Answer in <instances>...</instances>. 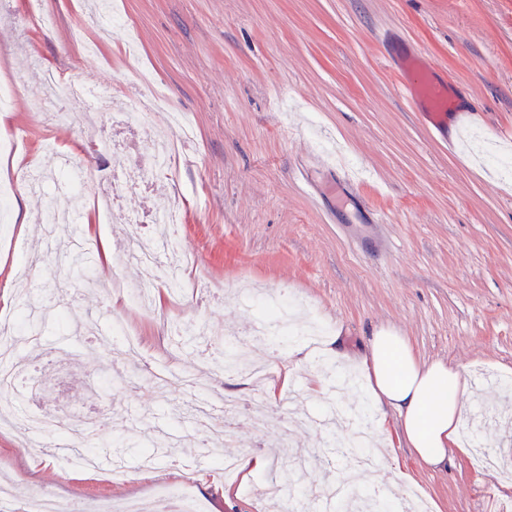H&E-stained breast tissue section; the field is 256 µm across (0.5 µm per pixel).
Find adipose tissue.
<instances>
[{
  "label": "adipose tissue",
  "mask_w": 512,
  "mask_h": 512,
  "mask_svg": "<svg viewBox=\"0 0 512 512\" xmlns=\"http://www.w3.org/2000/svg\"><path fill=\"white\" fill-rule=\"evenodd\" d=\"M360 363L373 405L397 414L399 442L427 469H447L462 450L458 427L466 389L458 368L419 361L405 337L385 329L372 336Z\"/></svg>",
  "instance_id": "obj_1"
}]
</instances>
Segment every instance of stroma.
I'll return each mask as SVG.
<instances>
[{"mask_svg":"<svg viewBox=\"0 0 512 512\" xmlns=\"http://www.w3.org/2000/svg\"><path fill=\"white\" fill-rule=\"evenodd\" d=\"M92 5L0 0V84L21 83L12 110L0 112V134L22 141L25 165L46 166L52 140L83 170L86 199L65 235L110 249L86 279L74 278L41 234L49 204L70 206V194L53 179L40 193L18 188L16 220L0 243V287L26 264L31 279L0 303V316L47 308L40 342L23 350L43 388L29 408L76 404L85 419L105 411L110 423L98 442L107 452L93 465L65 466L57 449L32 451L27 434L0 423V484L23 501L46 489L62 504L149 505L156 482L185 481L207 512H280L261 486L291 458L310 492L304 512H325L318 496L358 453L356 428L382 421L393 429L398 418L373 410L361 374L340 388L336 364L289 362L314 319L355 354L390 328L419 360L456 366L466 385L463 425L501 472L511 467L512 177L495 160L512 158V0H111L112 30L94 22ZM407 51L424 54L451 83L455 133H433L401 97L397 62ZM47 71L105 91L102 116L115 119L112 131L135 160L150 148L148 128L185 116L194 135L170 177L110 208L111 186L98 171L114 161L97 153L94 126H54L34 108ZM335 147L364 178L343 198L336 167L324 161ZM173 200L180 227L168 259L189 255L195 264L180 288L157 287L146 312L128 300L143 271L124 259L121 230L127 215ZM284 295L293 302L289 332L253 348L254 362L272 369V386L211 371L213 386L241 408L219 453L264 455L266 467L230 480L193 449L150 447L160 420L181 438L202 437L176 383L197 372L198 348H175V324L201 320L213 355L259 323L263 301ZM83 316L111 344L84 342L58 324ZM116 316L138 339L141 364L112 336ZM49 348L58 359L47 367ZM258 406L272 412L261 431L251 421ZM390 455L412 477L407 503L512 512V479L481 468L474 454L442 471L420 467L396 443Z\"/></svg>","mask_w":512,"mask_h":512,"instance_id":"stroma-1","label":"stroma"}]
</instances>
